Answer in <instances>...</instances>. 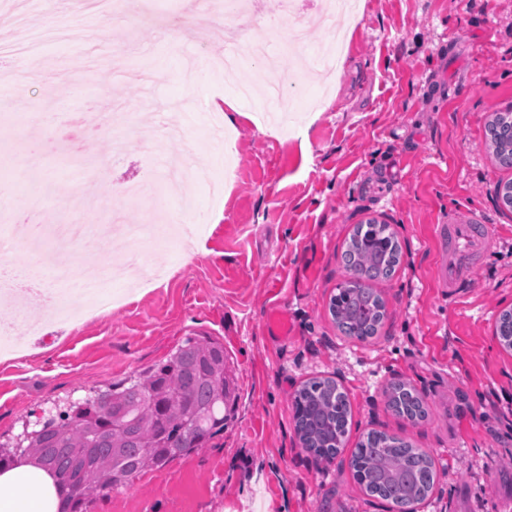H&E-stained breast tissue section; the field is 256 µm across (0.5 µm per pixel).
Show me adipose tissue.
Wrapping results in <instances>:
<instances>
[{
	"mask_svg": "<svg viewBox=\"0 0 512 512\" xmlns=\"http://www.w3.org/2000/svg\"><path fill=\"white\" fill-rule=\"evenodd\" d=\"M61 496L53 477L32 462L0 471V512H58Z\"/></svg>",
	"mask_w": 512,
	"mask_h": 512,
	"instance_id": "1",
	"label": "adipose tissue"
}]
</instances>
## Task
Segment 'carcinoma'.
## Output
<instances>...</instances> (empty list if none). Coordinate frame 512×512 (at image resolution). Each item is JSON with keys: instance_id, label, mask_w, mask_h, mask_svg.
<instances>
[{"instance_id": "carcinoma-1", "label": "carcinoma", "mask_w": 512, "mask_h": 512, "mask_svg": "<svg viewBox=\"0 0 512 512\" xmlns=\"http://www.w3.org/2000/svg\"><path fill=\"white\" fill-rule=\"evenodd\" d=\"M486 147L503 169H512V110L497 112L487 126ZM401 249L390 225L358 224L343 253L345 279L328 303L340 333L364 342L377 335L386 303L371 283L391 277ZM501 346L512 351V310L497 320ZM386 406L424 420L429 412L414 388L394 382ZM237 398L224 343L191 336L168 357L74 401L24 438L20 448L0 444V470L23 457L50 473L68 496L58 512H87L90 496L124 485L148 467H162L204 447L224 432ZM299 443L329 463L346 447L351 404L335 380L312 377L294 395ZM351 467L365 492L396 512L425 501L437 478L434 456L410 442L370 431L357 442Z\"/></svg>"}]
</instances>
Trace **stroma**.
Instances as JSON below:
<instances>
[{
    "label": "stroma",
    "instance_id": "obj_1",
    "mask_svg": "<svg viewBox=\"0 0 512 512\" xmlns=\"http://www.w3.org/2000/svg\"><path fill=\"white\" fill-rule=\"evenodd\" d=\"M157 22L139 12L122 21L74 0H0V57L20 32L18 16L68 27L43 42L33 65L0 79V203L12 225H44L39 245L17 239L12 262L24 269L35 249L77 213L92 227L152 223L178 204L166 191L169 157L209 151L211 100L257 81L245 64L225 81L204 39L223 24L219 6L185 17L182 0H151ZM314 30L309 46L341 36V68L323 71L306 48L283 50L275 69L292 74L307 98L301 111L271 117L277 101L240 98L246 117L212 153L215 184L191 181L202 223L199 247L159 260L151 284L121 285L123 300L59 321L38 300L15 320L19 351L0 354V443L54 404L77 400L166 359L187 337L224 343L238 408L204 448L96 496L88 512H392L361 489L351 449L314 465L294 432L291 397L307 379L335 378L351 402L350 438L384 430L430 451L438 480L417 512H512V352L494 334L512 309V210L495 189L511 177L485 146L492 113L512 109V0H359L342 26L324 0H299ZM127 52L116 71L113 43ZM202 71L204 82L190 79ZM121 105L142 135L114 157L123 129L96 138L81 124L46 125L42 113L109 112ZM106 162L107 182L74 191L63 176L78 159ZM140 183L130 199L127 180ZM390 224L403 256L376 288L388 317L364 343L343 338L328 312L342 280L341 253L355 224ZM483 225L491 238L450 292L441 282L445 246L438 225ZM74 281L94 278L101 260L125 263L122 236L106 250L72 248ZM288 333L270 335L271 311ZM42 335H28L30 322ZM414 386L429 406L412 423L384 404L389 382Z\"/></svg>",
    "mask_w": 512,
    "mask_h": 512
}]
</instances>
